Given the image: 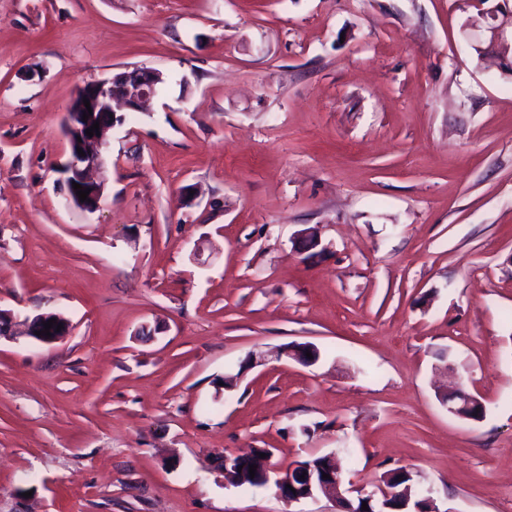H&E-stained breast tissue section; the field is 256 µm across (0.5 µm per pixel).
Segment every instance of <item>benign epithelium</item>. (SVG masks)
<instances>
[{
  "label": "benign epithelium",
  "mask_w": 512,
  "mask_h": 512,
  "mask_svg": "<svg viewBox=\"0 0 512 512\" xmlns=\"http://www.w3.org/2000/svg\"><path fill=\"white\" fill-rule=\"evenodd\" d=\"M491 19L487 32L490 42L500 47L504 52L509 50V39L512 38V8L501 6L489 12ZM165 82L164 74L158 70L143 67H127L116 73L110 79L93 80L80 88L71 102L65 123V133L69 142V161L66 165L67 201L81 209L92 211L98 207L102 197L104 183L95 175L105 168V159L101 149L105 143L108 131L114 123L121 120L119 112H139L158 94ZM90 101V107H85L84 100ZM89 114L88 120H83L84 114ZM111 119H106V116ZM99 122V131L89 137L86 130L94 122ZM78 183L82 189L90 190L88 198L79 199L72 183ZM53 321L50 328L51 336L42 334L44 323ZM62 329H57V326ZM71 330V323L63 315L44 312L33 317L17 320L9 310L0 309V338L15 339L19 336L31 338L43 344H52ZM312 357H307L306 353ZM280 359L285 357L303 365H312L319 359L318 348L310 343H293L275 353ZM443 405L448 413L465 420L475 419V414L484 412L482 401L471 394L454 390L441 396ZM258 483L264 485L274 481L278 495L286 502L292 503L302 499L314 498L319 495L335 499L337 504H345L341 512H354L353 500L349 495L357 493V499L364 500L369 505L368 512H405L408 506L415 502L410 493V486L402 489L389 484V475L381 477L377 491L364 494L353 487L341 489L344 479L331 458H326V466L316 471L309 466L293 462L282 471L276 470L271 463V456L260 460ZM329 478H323V475Z\"/></svg>",
  "instance_id": "obj_1"
}]
</instances>
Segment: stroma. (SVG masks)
Here are the masks:
<instances>
[{
    "label": "stroma",
    "instance_id": "35a3bbf8",
    "mask_svg": "<svg viewBox=\"0 0 512 512\" xmlns=\"http://www.w3.org/2000/svg\"><path fill=\"white\" fill-rule=\"evenodd\" d=\"M501 2L0 0V309L72 324L0 340V512H338L225 481L253 448L512 512V72L468 40ZM133 66L166 82L66 204V108ZM306 350L312 354V358H307ZM277 359H281L285 357L287 359L294 360L303 365H312L316 363L319 359V350L318 348L310 342L303 343H292L288 347H284L283 349L276 351L274 355ZM440 398L443 405L447 407L448 413L457 418L477 420L483 415L484 405L482 401L474 395L456 389L443 394ZM478 412H480V414L475 417V414Z\"/></svg>",
    "mask_w": 512,
    "mask_h": 512
}]
</instances>
